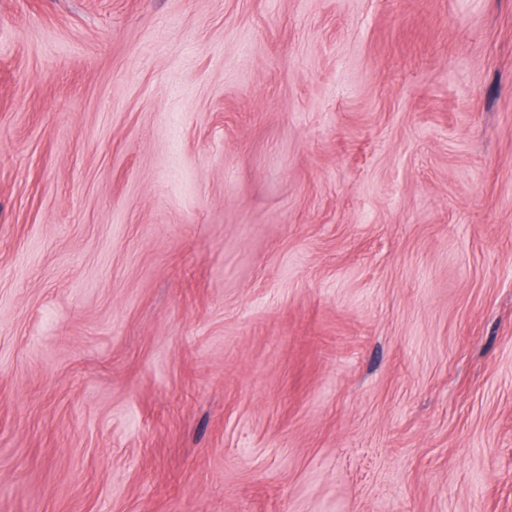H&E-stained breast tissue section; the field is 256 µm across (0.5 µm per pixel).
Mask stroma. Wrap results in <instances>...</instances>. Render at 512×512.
I'll list each match as a JSON object with an SVG mask.
<instances>
[{
  "instance_id": "obj_1",
  "label": "stroma",
  "mask_w": 512,
  "mask_h": 512,
  "mask_svg": "<svg viewBox=\"0 0 512 512\" xmlns=\"http://www.w3.org/2000/svg\"><path fill=\"white\" fill-rule=\"evenodd\" d=\"M0 512H512V0H0Z\"/></svg>"
}]
</instances>
